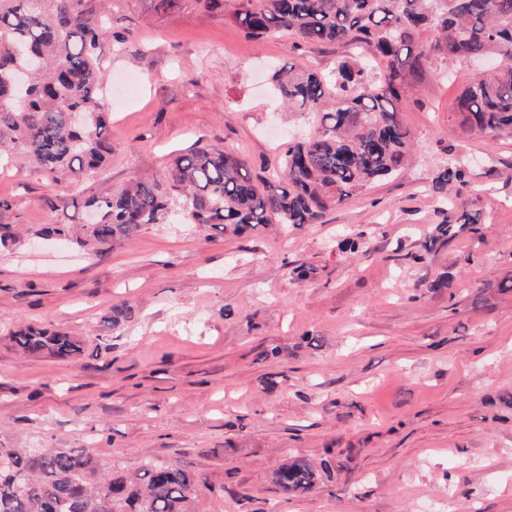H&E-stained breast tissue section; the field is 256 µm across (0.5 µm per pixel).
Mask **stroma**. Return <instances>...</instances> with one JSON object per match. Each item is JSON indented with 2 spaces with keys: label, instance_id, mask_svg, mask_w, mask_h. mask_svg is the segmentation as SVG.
Masks as SVG:
<instances>
[{
  "label": "stroma",
  "instance_id": "stroma-1",
  "mask_svg": "<svg viewBox=\"0 0 512 512\" xmlns=\"http://www.w3.org/2000/svg\"><path fill=\"white\" fill-rule=\"evenodd\" d=\"M111 27L127 42L100 49L106 169L69 193L33 167L0 172L13 206L0 219L20 228L0 247V448H89L94 479L176 462L208 479L197 512H512V137L462 125L454 99L472 66L433 61L401 112L415 161L321 223L246 239L150 224L89 256L38 232L82 223L102 181L161 178L195 145L276 167L288 119L269 67L325 72L350 53L250 39L189 4L158 15L150 0H115ZM451 157L468 185L448 207L431 180ZM64 192L67 209H52ZM464 210L478 233L423 252ZM347 233L357 251H340ZM301 264L317 277L293 280ZM121 301L127 319L102 329ZM24 325L69 330L84 353L20 354L9 333ZM271 348L278 357L258 359ZM290 458L329 461L331 474L282 495L273 477Z\"/></svg>",
  "mask_w": 512,
  "mask_h": 512
}]
</instances>
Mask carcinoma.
<instances>
[{
    "mask_svg": "<svg viewBox=\"0 0 512 512\" xmlns=\"http://www.w3.org/2000/svg\"><path fill=\"white\" fill-rule=\"evenodd\" d=\"M208 16L224 18V0H192ZM112 0H0V158H24L51 181L73 187L104 167L112 155L111 112L98 73L101 42L110 33ZM234 21L250 38L288 36L301 44L350 45L361 52L339 60L327 73L290 63L272 81L288 111L312 115L314 130L288 141L282 169L265 177L222 146L194 147L171 157L163 181L140 176L85 198L94 224L42 229L95 253L131 240L142 227L173 216L224 237H243L259 227L317 224L326 212L411 159L412 137L399 108L431 58L449 64L487 58L494 70L474 75L455 100L470 131L491 140L512 137V0H238ZM432 28L439 36L420 51L415 35ZM381 56L386 68L375 71ZM466 182L455 161L440 168L432 190L448 192ZM478 214L467 210L439 224L424 250L467 228L478 231ZM114 305L101 319L105 329L126 318ZM25 354L70 360L83 342L64 331L26 326L10 333ZM0 512H192L207 479L174 463L151 462L134 475L86 476L92 457L84 448H0ZM317 469L303 459L282 464V494L311 491Z\"/></svg>",
    "mask_w": 512,
    "mask_h": 512,
    "instance_id": "carcinoma-1",
    "label": "carcinoma"
}]
</instances>
